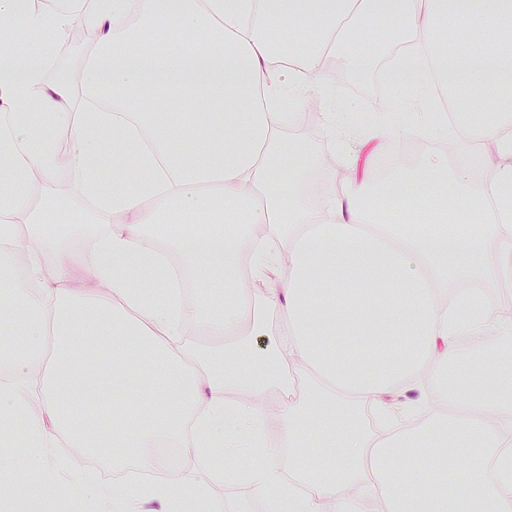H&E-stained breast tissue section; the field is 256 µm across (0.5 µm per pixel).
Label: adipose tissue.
<instances>
[{
	"instance_id": "ef3b65f1",
	"label": "adipose tissue",
	"mask_w": 512,
	"mask_h": 512,
	"mask_svg": "<svg viewBox=\"0 0 512 512\" xmlns=\"http://www.w3.org/2000/svg\"><path fill=\"white\" fill-rule=\"evenodd\" d=\"M76 19L98 42L76 78L47 79L45 36ZM383 22L400 34L396 83L414 92L424 135L493 144L510 162L477 186L433 153L402 196L349 181L309 198L298 186L312 158L284 130L333 59L370 69ZM490 83L512 90V0H0V293L16 306L8 334L26 339L0 351V437L26 433L43 495L95 489L55 456L58 439L130 449L153 473L150 449L170 438L202 479L116 483L96 490L98 512L207 499L216 448L255 492L277 490L271 512L284 499L298 512H512V363L499 348L512 312L463 287L488 276L512 296V97L484 98ZM441 90L492 121L448 124ZM104 133L109 191L94 178ZM327 136L355 164L388 142L382 126L358 136L344 112ZM66 199L83 202L76 251ZM186 273L212 293L186 294ZM102 321L110 334L89 350ZM202 333L223 352H200ZM244 336L267 339L249 374ZM100 370L112 410L90 417ZM144 377L149 395L126 411L124 387ZM398 389L422 395L391 403ZM259 397L276 400L279 442ZM366 405L379 433L359 423ZM450 447L466 451L458 480ZM257 450L281 466L248 464Z\"/></svg>"
}]
</instances>
